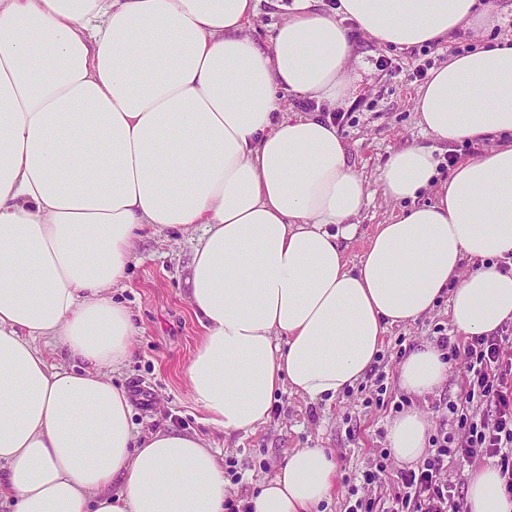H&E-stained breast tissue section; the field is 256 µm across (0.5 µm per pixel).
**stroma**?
<instances>
[{
    "instance_id": "1",
    "label": "stroma",
    "mask_w": 512,
    "mask_h": 512,
    "mask_svg": "<svg viewBox=\"0 0 512 512\" xmlns=\"http://www.w3.org/2000/svg\"><path fill=\"white\" fill-rule=\"evenodd\" d=\"M489 2L499 8L501 25L479 36L463 35L446 47L382 48L354 34L363 81L354 99L339 108L338 130L349 146L350 164L365 181L370 203L358 219L357 235L343 243L349 261H358L366 237L399 209L382 196L377 184L389 155L432 143L419 128L414 110L423 84L420 70L446 62L449 52L472 50L512 33V0ZM198 236L195 230L146 227L134 245L127 280L112 292L115 300L130 308L139 327L132 357L111 375L113 383L133 395L138 432L173 427L198 434L207 446L220 449L230 498L240 510L294 449L329 448L336 454L338 473L336 487L320 512H346L360 495L375 499L378 512H385L402 490L399 473L405 468L389 453V419L399 406L414 405L427 413L432 432H439L447 403L458 400L461 393L466 374L461 358L449 362L447 382L427 396L410 398L397 383L403 352L443 336L462 342L451 324L447 301H440L414 324L389 327L372 368L336 398L311 402L287 391L278 393L264 425L246 435H227L205 423V413L193 401L186 382V369L201 337L186 294ZM366 470L380 471V482L353 495L357 478Z\"/></svg>"
}]
</instances>
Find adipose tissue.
<instances>
[{
	"mask_svg": "<svg viewBox=\"0 0 512 512\" xmlns=\"http://www.w3.org/2000/svg\"><path fill=\"white\" fill-rule=\"evenodd\" d=\"M259 0H0V496L13 512H226L224 462L198 434H138L110 373L138 332L112 297L150 225L200 229L188 303L202 338L186 370L208 424L249 433L278 392L316 401L363 379L387 327L447 299L454 329L512 321V39L449 55L417 92L423 133L488 140L440 177L433 148L378 175L401 210L358 262L341 246L368 202L331 119L355 97L352 31L445 45L494 26L478 0H292L269 44ZM71 357L51 364L46 346ZM448 378L437 345L397 369L423 397ZM417 407L387 425L396 460L427 452ZM334 453L295 449L251 512H316ZM465 512H512L493 465L466 469Z\"/></svg>",
	"mask_w": 512,
	"mask_h": 512,
	"instance_id": "ef3b65f1",
	"label": "adipose tissue"
}]
</instances>
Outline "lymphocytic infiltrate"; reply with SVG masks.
Returning <instances> with one entry per match:
<instances>
[{"label":"lymphocytic infiltrate","mask_w":512,"mask_h":512,"mask_svg":"<svg viewBox=\"0 0 512 512\" xmlns=\"http://www.w3.org/2000/svg\"><path fill=\"white\" fill-rule=\"evenodd\" d=\"M465 357L468 375L459 401L448 404L459 439L434 437L422 464L401 471L403 493L386 512H462L446 472L448 458L469 459L476 451L492 458L512 498V335L503 330L450 344L448 359Z\"/></svg>","instance_id":"f902f5d3"}]
</instances>
